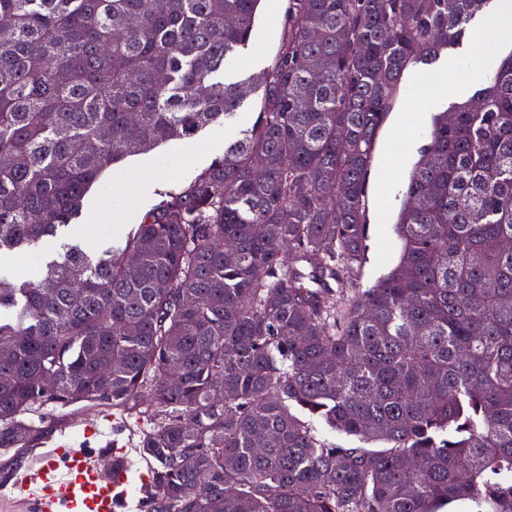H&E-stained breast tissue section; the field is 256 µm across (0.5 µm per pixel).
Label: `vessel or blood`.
Here are the masks:
<instances>
[{
	"label": "vessel or blood",
	"mask_w": 512,
	"mask_h": 512,
	"mask_svg": "<svg viewBox=\"0 0 512 512\" xmlns=\"http://www.w3.org/2000/svg\"><path fill=\"white\" fill-rule=\"evenodd\" d=\"M128 463V449L87 448L59 433L14 472V494L0 499V512H125Z\"/></svg>",
	"instance_id": "b4317fda"
}]
</instances>
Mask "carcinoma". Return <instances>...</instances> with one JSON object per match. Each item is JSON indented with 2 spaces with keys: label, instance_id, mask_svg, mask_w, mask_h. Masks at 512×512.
I'll use <instances>...</instances> for the list:
<instances>
[{
  "label": "carcinoma",
  "instance_id": "1",
  "mask_svg": "<svg viewBox=\"0 0 512 512\" xmlns=\"http://www.w3.org/2000/svg\"><path fill=\"white\" fill-rule=\"evenodd\" d=\"M262 2L0 0V269L34 264L0 272V448L32 447L43 406L138 408L150 512H512V53L429 104L398 261L356 283L404 77L477 19L508 39L492 0H287L271 67L226 83ZM255 92L222 156L81 247L108 168Z\"/></svg>",
  "mask_w": 512,
  "mask_h": 512
}]
</instances>
